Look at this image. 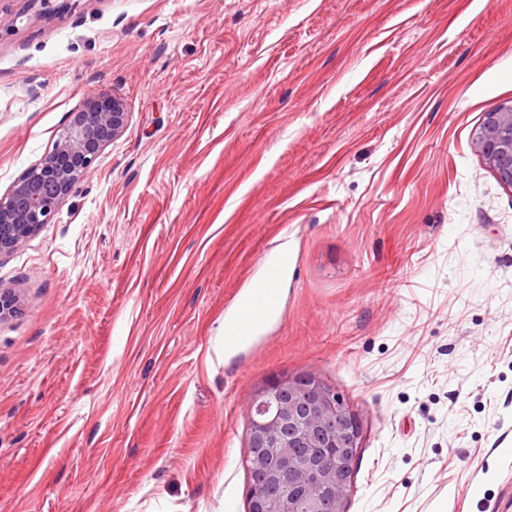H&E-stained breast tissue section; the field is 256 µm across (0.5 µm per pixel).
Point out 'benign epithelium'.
I'll return each instance as SVG.
<instances>
[{
  "label": "benign epithelium",
  "mask_w": 512,
  "mask_h": 512,
  "mask_svg": "<svg viewBox=\"0 0 512 512\" xmlns=\"http://www.w3.org/2000/svg\"><path fill=\"white\" fill-rule=\"evenodd\" d=\"M128 122L120 96L85 98L53 150L0 197V256L51 222ZM472 146L499 182L512 189L511 103L485 114ZM16 304L15 292L1 288L0 319L14 313ZM249 405L245 462L249 471L262 473L250 486V512H345L362 431L344 400L320 379L305 375L269 382L251 395ZM282 483L288 484V495H273Z\"/></svg>",
  "instance_id": "obj_1"
}]
</instances>
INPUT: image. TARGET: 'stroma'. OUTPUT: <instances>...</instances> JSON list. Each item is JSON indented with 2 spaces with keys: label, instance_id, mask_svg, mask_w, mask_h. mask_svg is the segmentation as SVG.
I'll return each mask as SVG.
<instances>
[{
  "label": "stroma",
  "instance_id": "stroma-1",
  "mask_svg": "<svg viewBox=\"0 0 512 512\" xmlns=\"http://www.w3.org/2000/svg\"><path fill=\"white\" fill-rule=\"evenodd\" d=\"M130 114L0 257V512H248L250 394L359 418L346 512H487L512 482V0H0V195L87 95ZM288 252L281 312L224 317ZM474 150L484 159L501 184L512 189V104L502 103L486 112L472 139Z\"/></svg>",
  "mask_w": 512,
  "mask_h": 512
}]
</instances>
